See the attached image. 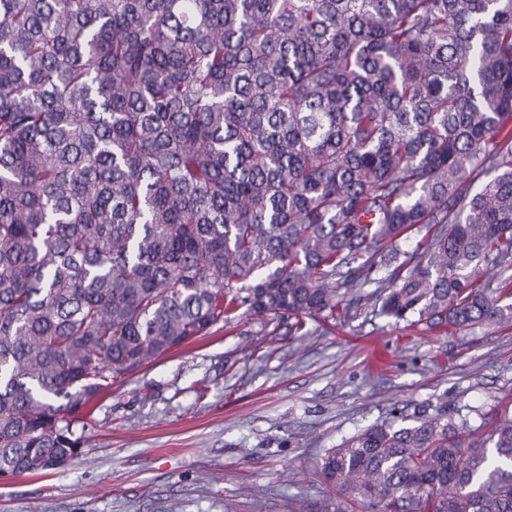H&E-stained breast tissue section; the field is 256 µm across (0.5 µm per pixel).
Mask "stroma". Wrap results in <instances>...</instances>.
<instances>
[{"label":"stroma","instance_id":"1","mask_svg":"<svg viewBox=\"0 0 512 512\" xmlns=\"http://www.w3.org/2000/svg\"><path fill=\"white\" fill-rule=\"evenodd\" d=\"M310 328L242 309L116 379L77 459L0 476V512H300L335 495L325 452L393 412L444 398L487 430L512 416L510 326L433 330L365 309Z\"/></svg>","mask_w":512,"mask_h":512}]
</instances>
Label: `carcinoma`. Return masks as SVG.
I'll return each mask as SVG.
<instances>
[{"mask_svg":"<svg viewBox=\"0 0 512 512\" xmlns=\"http://www.w3.org/2000/svg\"><path fill=\"white\" fill-rule=\"evenodd\" d=\"M362 301L512 324V0H0V474L242 307ZM405 419L311 512H512V418Z\"/></svg>","mask_w":512,"mask_h":512,"instance_id":"carcinoma-1","label":"carcinoma"}]
</instances>
